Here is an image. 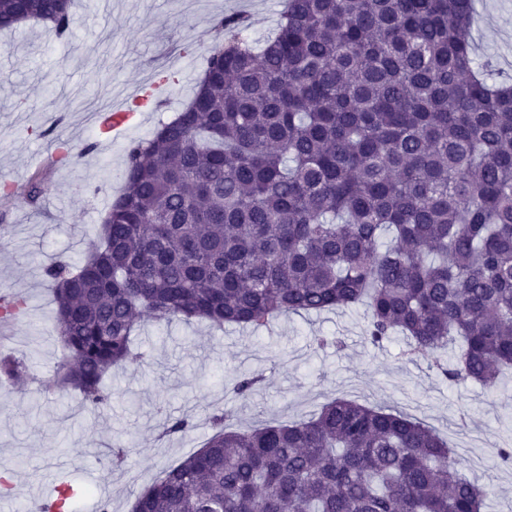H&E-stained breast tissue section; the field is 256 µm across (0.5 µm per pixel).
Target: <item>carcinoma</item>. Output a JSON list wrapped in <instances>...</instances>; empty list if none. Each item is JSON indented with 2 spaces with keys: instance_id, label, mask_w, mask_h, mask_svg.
Instances as JSON below:
<instances>
[{
  "instance_id": "cac0c4a2",
  "label": "carcinoma",
  "mask_w": 512,
  "mask_h": 512,
  "mask_svg": "<svg viewBox=\"0 0 512 512\" xmlns=\"http://www.w3.org/2000/svg\"><path fill=\"white\" fill-rule=\"evenodd\" d=\"M476 0H288L261 45L224 15L185 107L125 148L122 192L80 264L43 270L63 354L52 387L112 402L149 321L260 330L363 306L366 336L458 347L447 379L512 370V78L478 57ZM0 29L74 24L71 0H0ZM0 296V321L24 314ZM29 374L0 357V378ZM262 378L238 377L252 394ZM163 470L132 512H481L487 488L416 418L334 398L229 430Z\"/></svg>"
}]
</instances>
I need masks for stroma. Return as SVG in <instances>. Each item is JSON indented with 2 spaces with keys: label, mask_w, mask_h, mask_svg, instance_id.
<instances>
[{
  "label": "stroma",
  "mask_w": 512,
  "mask_h": 512,
  "mask_svg": "<svg viewBox=\"0 0 512 512\" xmlns=\"http://www.w3.org/2000/svg\"><path fill=\"white\" fill-rule=\"evenodd\" d=\"M284 0H76L69 36L38 22L0 31V295L26 301L24 315L0 324V353L24 358L33 374L22 388L0 381V469L11 472L0 512H35L60 482L79 488L67 512L106 499L112 512H131L136 495L159 473L197 451L211 436L215 407L235 411L232 428H257L311 417L333 398L404 412L455 448L464 473L488 485L483 512H512V374L487 391L444 379L432 356L405 355L402 340L364 337L363 308L291 314L253 334L207 323H149L134 356L106 381L110 408L80 407L77 396L50 389L62 346L55 306L43 276L56 258L84 257L96 242L110 201L123 187L124 149L149 137L190 99L215 41L214 23L248 15L249 39L271 36ZM473 31L478 50L512 73V0H478ZM158 87L159 107L116 139H100L87 109L99 98L128 101V88ZM73 148L65 164L50 162L58 140ZM46 174L39 207L25 199L32 176ZM315 335L342 348L316 349ZM259 374L261 388L245 399L233 379ZM189 417L190 429L160 437L163 423ZM129 453L113 468L107 447Z\"/></svg>",
  "instance_id": "obj_1"
}]
</instances>
